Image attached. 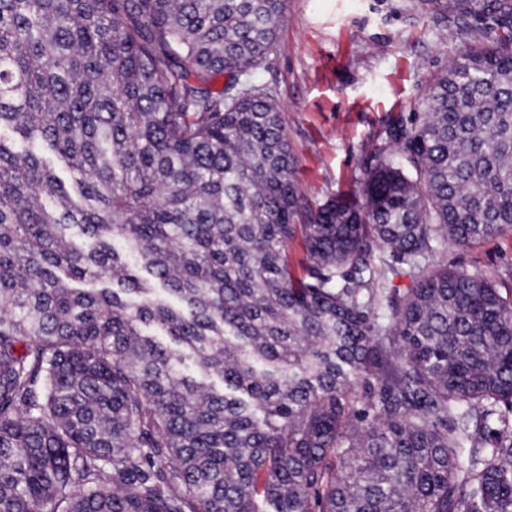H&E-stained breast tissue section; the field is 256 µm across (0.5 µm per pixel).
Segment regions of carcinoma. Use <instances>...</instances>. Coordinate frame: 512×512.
<instances>
[{
  "mask_svg": "<svg viewBox=\"0 0 512 512\" xmlns=\"http://www.w3.org/2000/svg\"><path fill=\"white\" fill-rule=\"evenodd\" d=\"M416 11L466 50L312 210L286 0H0V512H512V291L431 262L512 228V0Z\"/></svg>",
  "mask_w": 512,
  "mask_h": 512,
  "instance_id": "carcinoma-1",
  "label": "carcinoma"
}]
</instances>
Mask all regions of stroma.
I'll list each match as a JSON object with an SVG mask.
<instances>
[{"label":"stroma","instance_id":"1","mask_svg":"<svg viewBox=\"0 0 512 512\" xmlns=\"http://www.w3.org/2000/svg\"><path fill=\"white\" fill-rule=\"evenodd\" d=\"M413 2L288 0L277 49L251 74L276 92L311 208L360 185L365 150L396 116L416 112L431 76L466 49L460 31L419 18ZM434 261L512 290V230Z\"/></svg>","mask_w":512,"mask_h":512}]
</instances>
